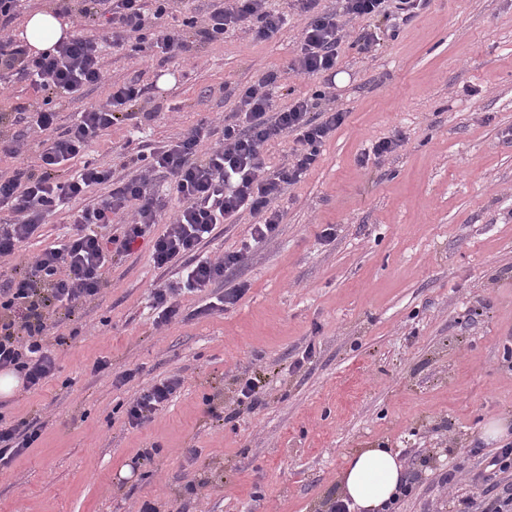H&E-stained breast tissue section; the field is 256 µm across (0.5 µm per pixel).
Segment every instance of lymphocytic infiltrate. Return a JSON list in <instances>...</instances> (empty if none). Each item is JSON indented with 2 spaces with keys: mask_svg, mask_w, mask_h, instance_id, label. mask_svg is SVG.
I'll return each mask as SVG.
<instances>
[{
  "mask_svg": "<svg viewBox=\"0 0 512 512\" xmlns=\"http://www.w3.org/2000/svg\"><path fill=\"white\" fill-rule=\"evenodd\" d=\"M16 2L0 0V89L27 81L42 102L23 112L0 111V130L22 125L34 135L30 141L0 137V154L14 161L10 170L0 171V260L13 262L10 271L0 275V370L13 371L24 389L31 390L41 387L56 370L46 337L61 318L72 317L80 303L101 293L109 255L130 253L137 240L152 237L154 267L183 266L179 280L158 284L152 291L158 321L183 320L181 296L222 282L252 249L278 234L281 213L276 200L315 167L322 146L346 115L329 110L321 119L312 118L316 101L326 97L322 90L273 110L278 75L267 73L259 84L240 91L237 112L224 118L221 127L205 121L163 147L126 148V165L135 169V176L97 202L85 203L89 188L112 180L111 170L87 159V151L112 126L129 120L144 90L134 81L112 85L104 102L85 109L77 121L61 125L57 98L81 97L87 88L104 81L98 44L80 36L59 41L46 52H31L9 31ZM174 2L57 0V12L75 15L79 25L108 30L119 44L127 33H136L131 53L157 48L171 59L191 56L197 45L223 40L228 29L242 24L251 25L259 38L276 35L286 24L270 0H232L230 7H215L204 19L190 17L183 27L159 26ZM297 2L309 20L291 68L304 76L335 70L340 15L373 16L388 7L395 20L405 23L428 6V0H341L336 14L317 11V0ZM290 134L298 143L292 163L271 168L265 146ZM79 157L84 160L81 169L68 173L69 163ZM158 172L172 177L177 201L166 221L151 188ZM67 202L75 205L67 239L34 259L19 258L21 244L40 235ZM243 210L256 219L249 241L213 259L201 255L202 243L216 226ZM159 223L165 229L158 234L154 228ZM181 384L180 377L171 376L143 390L125 409L128 424L139 427L151 421ZM40 436L34 420L0 424V466L32 447Z\"/></svg>",
  "mask_w": 512,
  "mask_h": 512,
  "instance_id": "f902f5d3",
  "label": "lymphocytic infiltrate"
}]
</instances>
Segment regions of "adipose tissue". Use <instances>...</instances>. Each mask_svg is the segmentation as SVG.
Returning <instances> with one entry per match:
<instances>
[{"label": "adipose tissue", "mask_w": 512, "mask_h": 512, "mask_svg": "<svg viewBox=\"0 0 512 512\" xmlns=\"http://www.w3.org/2000/svg\"><path fill=\"white\" fill-rule=\"evenodd\" d=\"M67 35L66 26L51 12H35L25 20L24 36L33 50L50 49ZM404 478L398 453L387 448H365L347 456L338 475L341 497L351 512H384Z\"/></svg>", "instance_id": "1"}]
</instances>
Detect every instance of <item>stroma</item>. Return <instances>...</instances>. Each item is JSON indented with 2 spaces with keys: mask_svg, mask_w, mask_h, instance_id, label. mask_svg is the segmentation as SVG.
Masks as SVG:
<instances>
[{
  "mask_svg": "<svg viewBox=\"0 0 512 512\" xmlns=\"http://www.w3.org/2000/svg\"><path fill=\"white\" fill-rule=\"evenodd\" d=\"M274 3L288 24L266 40L242 25L189 60L103 49L105 84L64 102L67 125L110 83L144 85L135 118L89 151L118 180L130 135L158 147L221 122L271 71L275 107L326 86L322 108L347 117L276 201L278 235L222 285L182 298L189 321L154 320L153 285L178 273L154 268L150 239L108 260V287L48 339L54 376L0 397L7 421L42 424L0 468V512H139L146 501L158 512H328L359 448L393 449L415 475L397 512H448L449 496L472 492L480 450L498 446L487 425L512 435V0H430L398 29L385 15L352 20L335 73L313 77L289 68L306 14ZM395 135L393 154L364 160ZM251 224L245 213L217 225L202 254L239 248ZM328 227L334 239L322 238ZM239 283L234 307L199 314ZM127 369L136 377L119 384ZM254 373L270 379L264 406L219 420ZM173 375V401L130 427L119 404ZM154 443L162 453L139 465ZM460 454L469 475L444 483Z\"/></svg>",
  "mask_w": 512,
  "mask_h": 512,
  "instance_id": "35a3bbf8",
  "label": "stroma"
}]
</instances>
